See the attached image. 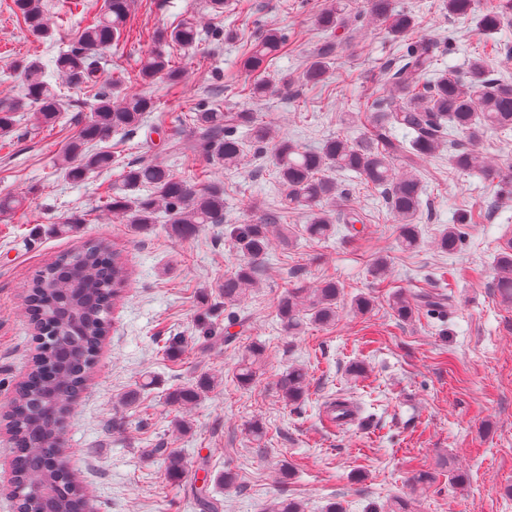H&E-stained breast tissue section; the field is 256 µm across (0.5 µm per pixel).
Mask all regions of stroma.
<instances>
[{
  "label": "stroma",
  "instance_id": "obj_1",
  "mask_svg": "<svg viewBox=\"0 0 512 512\" xmlns=\"http://www.w3.org/2000/svg\"><path fill=\"white\" fill-rule=\"evenodd\" d=\"M53 23L54 47H66L102 0H43ZM241 15L234 39L206 38L193 54L166 46L185 76L170 86L160 78L136 80L141 58L156 45V28L172 27L184 14L221 29L207 0H134L127 28L105 53V74L126 75L131 91L151 95L157 106L150 128L113 134L116 170L93 174L81 185L66 181L56 159L94 102L92 92L67 90L72 103L55 127L17 130L0 139V196L20 194L24 205L0 215V512H15L13 448L4 416L35 353L24 290L35 271L59 253L90 238L107 239L120 252L129 285L114 308V322L94 375L64 427L66 456L76 484L91 497L93 512H204L195 498L205 490L221 500V512H265L277 494L300 500L305 512H366L370 504L400 498L409 512H512V302L494 286V266L512 243V183L498 173L512 165V135L488 134L482 145L486 172H463L447 155L426 158L422 242L405 249L398 226L381 194L352 171L334 177L366 222L360 234L340 224L326 240L302 234V211L288 210L292 243L270 234V248L236 312L227 319L219 285L239 257L229 236L232 225L253 212L280 208L270 177L274 144L248 154L238 169L185 153L169 157L179 137V115L198 103L256 112L278 136L314 148L337 135L359 140L361 122H351L369 95H381L385 63L403 53L406 41L392 39L371 19L357 23L327 78L300 82L320 40L315 14L325 0H237ZM0 0V97L23 89L13 63L49 56V49L21 27ZM413 14L408 39L436 43L444 62L464 70L466 53L485 56L494 74L512 76V57L500 55L512 43V25L489 34L471 18H453L441 0H392ZM287 44L274 71L294 78L288 93L262 101L244 93L249 79L236 59L268 26ZM169 158L173 172L191 182L224 184V221L206 225L190 238L156 224L137 236L105 208L108 189L119 186V166L146 158ZM74 213L85 221L76 232L53 226ZM462 234L458 250L441 253L435 238L448 225ZM385 259L384 274L374 264ZM327 280L340 288L338 312L328 325L304 323L283 330L277 303L291 288H318ZM434 295L444 305L418 310L408 319L391 307L394 294ZM368 297L372 307L357 312L353 302ZM229 333L230 341L203 349L208 328ZM182 342L172 356L164 344ZM263 348L260 371L240 387L235 373L251 344ZM300 368L306 392L296 404L284 401L275 383ZM206 373L215 386L201 402L174 407L165 394ZM137 392L129 401V392ZM345 399L360 406L354 424L327 427L324 405ZM260 422L265 436L248 431ZM180 451L186 477L171 479L165 455ZM232 470V488L217 482ZM420 471L432 472L426 492L412 488Z\"/></svg>",
  "mask_w": 512,
  "mask_h": 512
}]
</instances>
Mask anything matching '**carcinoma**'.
Segmentation results:
<instances>
[{
  "label": "carcinoma",
  "instance_id": "carcinoma-1",
  "mask_svg": "<svg viewBox=\"0 0 512 512\" xmlns=\"http://www.w3.org/2000/svg\"><path fill=\"white\" fill-rule=\"evenodd\" d=\"M132 0H103L97 13L79 30L68 45L51 57L52 72L66 85L94 92L95 102L58 160V169L73 183L91 173L109 172L115 165L112 151L104 146L116 132L131 133L156 111L146 94L130 95L122 81L101 75L104 51L126 31ZM366 13L395 39L403 38L414 26V17L396 11L390 0H367ZM448 15L468 18L475 15L476 0H444ZM13 13L22 26L38 39L52 37L50 19L42 0H14ZM512 19V0L478 16L479 26L494 30ZM315 23L328 34L313 60L302 73L307 84H318L329 69L342 44L337 31H350L352 20L342 0H330L315 16ZM153 41L165 42L190 53L202 41L197 19L186 14L171 30L152 33ZM286 38L276 28L265 29L242 55L239 69L257 77L249 95L259 100L288 89L293 81L274 83L268 73L280 58ZM403 64L394 68L385 94L365 99L368 133L364 141L352 143L331 137L315 149L302 148L292 141L278 140L273 167L285 191L283 209L307 213L304 232L324 240L337 224H362L364 216L349 204L336 205V182L329 172L348 169L357 172L366 184L381 190L395 223L399 241L411 249L420 243L418 222L422 216L423 184L421 162L444 151L455 168L485 170L481 145L486 134L512 130V79L495 78L481 55L468 59L467 71L459 77L441 62L436 45L428 40L409 43ZM25 93L21 97L0 98V137L16 130L24 113L34 115L35 127L58 123L69 102L48 82L47 68L39 59L16 65ZM166 76L179 83L183 72L163 51H154L140 60L137 77L144 84ZM246 127L248 139L237 136ZM457 133L461 140L451 138ZM276 138L274 129L259 122L253 112L225 110L220 105L198 108L187 120L183 138L170 146V153L190 152L224 166L238 167L251 147H261ZM399 167L401 173L394 172ZM146 193L141 194L139 190ZM106 208L131 232H149L162 216L167 217L178 237L195 234L207 224L224 220V184L197 186L176 176L170 165L158 158L123 169L119 191ZM259 216L233 227L231 235L240 254L235 270L220 285L224 306L237 305L253 285L259 265L269 248L270 224ZM460 234L453 224L439 233L441 252L457 251ZM128 278L121 254L104 240H89L79 249L60 254L47 262L27 284L25 301L37 335V354L27 379L20 383L7 416L14 437L12 466L17 512H90L87 499L74 490L68 460L57 449L63 447L62 430L91 377L99 349L111 329V310ZM495 285L512 299V253L504 251L495 270ZM339 288L326 282L313 293L293 288L278 304L277 316L285 331L299 329L305 318L327 325L336 319ZM261 347L252 345L241 357L236 379L248 386L258 373ZM214 385L203 375L167 393L172 406L201 400ZM283 399L298 402L305 392V374L291 369L276 382ZM167 470L174 478L183 476L182 454L172 450L166 456ZM266 512H303L300 502L282 495L272 498Z\"/></svg>",
  "mask_w": 512,
  "mask_h": 512
}]
</instances>
